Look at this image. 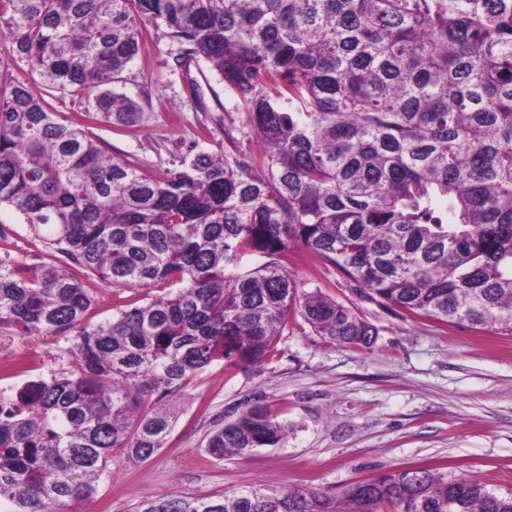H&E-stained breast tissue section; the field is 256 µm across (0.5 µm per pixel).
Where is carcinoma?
I'll list each match as a JSON object with an SVG mask.
<instances>
[{"mask_svg":"<svg viewBox=\"0 0 512 512\" xmlns=\"http://www.w3.org/2000/svg\"><path fill=\"white\" fill-rule=\"evenodd\" d=\"M167 29L247 114L259 161L205 150L160 178L91 122L132 124L113 83ZM0 206L66 264L0 257V334L66 336L71 369L0 391V512H79L112 458L149 459L211 366H258L302 318L364 349L375 328L288 270L302 252L364 297L512 335V0H0ZM168 292L84 324L80 276ZM260 406L214 430L221 461L274 447ZM512 512V492L408 468L341 496L269 485L152 496L136 512Z\"/></svg>","mask_w":512,"mask_h":512,"instance_id":"1","label":"carcinoma"}]
</instances>
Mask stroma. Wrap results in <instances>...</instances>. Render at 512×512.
Listing matches in <instances>:
<instances>
[{
  "instance_id": "35a3bbf8",
  "label": "stroma",
  "mask_w": 512,
  "mask_h": 512,
  "mask_svg": "<svg viewBox=\"0 0 512 512\" xmlns=\"http://www.w3.org/2000/svg\"><path fill=\"white\" fill-rule=\"evenodd\" d=\"M179 43L165 29L149 28L147 49L117 92L137 101L144 116L131 126L97 125L99 139L147 163L159 178L197 151L256 155L243 138L247 123L234 93L207 63H198L200 96H193L176 58ZM0 256L29 262L46 258L23 215L4 207ZM299 286L353 308L372 324L374 344L358 350L294 329L280 354L246 370L216 364L187 389L189 403L166 448L140 463L112 460L117 479L100 484L83 512H132L150 495L200 497L255 484L342 492L355 483L407 468L432 467L469 476L497 492H512V335L412 317L362 297L320 257L310 254L291 269ZM93 303L85 321L111 319L118 302L143 304L153 288L116 290L88 275ZM0 358L22 359L23 372L0 375V386L67 371L72 355L64 337L14 336ZM261 406L287 424L276 447L217 461L203 450L209 434L241 410Z\"/></svg>"
}]
</instances>
